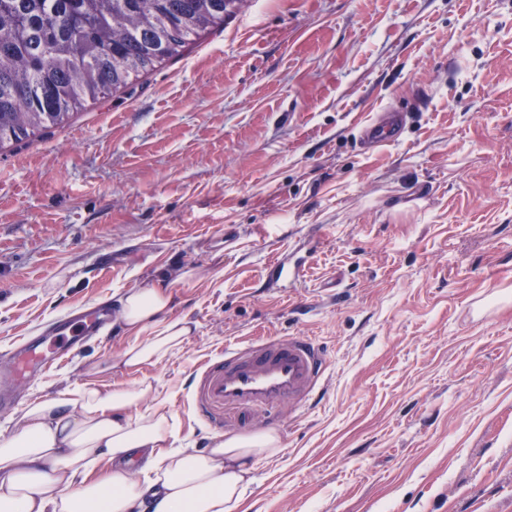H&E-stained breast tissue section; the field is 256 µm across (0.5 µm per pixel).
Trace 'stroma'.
I'll use <instances>...</instances> for the list:
<instances>
[{"label":"stroma","instance_id":"stroma-1","mask_svg":"<svg viewBox=\"0 0 512 512\" xmlns=\"http://www.w3.org/2000/svg\"><path fill=\"white\" fill-rule=\"evenodd\" d=\"M134 86L0 151V359L160 280L195 328L88 377L112 323L24 399L145 375L184 447L275 431L240 512H512V0H244ZM386 111L400 140L363 153ZM282 336L327 354L312 400L196 404L225 346ZM266 278L288 281L290 286L296 287L304 278V268L297 263L291 266L283 256H276L266 267Z\"/></svg>","mask_w":512,"mask_h":512}]
</instances>
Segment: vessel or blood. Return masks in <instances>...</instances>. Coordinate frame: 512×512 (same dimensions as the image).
Instances as JSON below:
<instances>
[{
    "mask_svg": "<svg viewBox=\"0 0 512 512\" xmlns=\"http://www.w3.org/2000/svg\"><path fill=\"white\" fill-rule=\"evenodd\" d=\"M406 123L401 112H384L361 130L360 142L376 148L397 142ZM270 280L298 286L302 265H289L284 257L266 267ZM112 320L107 310L78 318H64L46 336H29L16 349L6 375L16 383L34 379L83 339L98 335ZM326 354L308 336L266 338L247 346H226L222 355L207 362L196 395L202 405L239 412L272 411L309 400L323 378Z\"/></svg>",
    "mask_w": 512,
    "mask_h": 512,
    "instance_id": "vessel-or-blood-1",
    "label": "vessel or blood"
}]
</instances>
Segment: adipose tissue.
<instances>
[{
  "label": "adipose tissue",
  "mask_w": 512,
  "mask_h": 512,
  "mask_svg": "<svg viewBox=\"0 0 512 512\" xmlns=\"http://www.w3.org/2000/svg\"><path fill=\"white\" fill-rule=\"evenodd\" d=\"M120 304L128 341L88 373L136 370L181 350L191 327L169 317L165 285L129 292ZM176 441L173 415L147 378L35 398L0 431V512H238L257 464L280 450L273 432L218 434L200 452Z\"/></svg>",
  "instance_id": "ef3b65f1"
}]
</instances>
